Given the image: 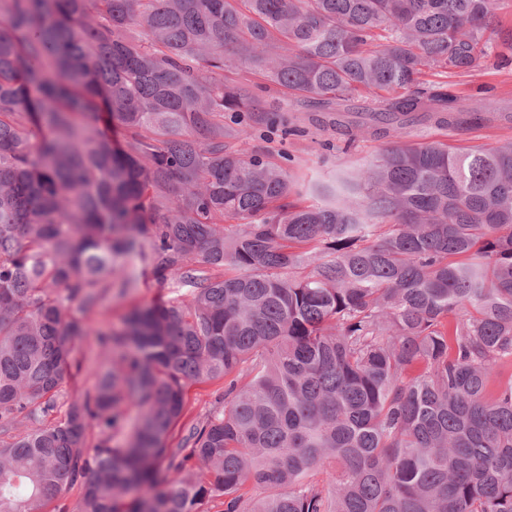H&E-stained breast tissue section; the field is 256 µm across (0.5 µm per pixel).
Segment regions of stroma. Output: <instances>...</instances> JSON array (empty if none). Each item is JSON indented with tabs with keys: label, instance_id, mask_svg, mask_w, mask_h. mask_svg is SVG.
Wrapping results in <instances>:
<instances>
[{
	"label": "stroma",
	"instance_id": "35a3bbf8",
	"mask_svg": "<svg viewBox=\"0 0 512 512\" xmlns=\"http://www.w3.org/2000/svg\"><path fill=\"white\" fill-rule=\"evenodd\" d=\"M228 78L244 88L261 85L260 97L267 109H283V118L291 130L288 137H281L278 130L258 126L250 147L266 154L303 181L310 182L324 175L339 176L353 172L376 158L391 142V135L370 132L353 135L347 125L336 122L335 115L315 112L299 105H287L281 87L271 82H259L252 72L237 68L227 73ZM450 92L470 99L474 106L485 111L512 107V67L501 69L493 62H486L465 74H452L446 79ZM404 140L411 142L441 141L449 149L466 151L512 142V123L492 121L480 125L462 123L454 127L416 126L406 129ZM121 273H134L136 282L127 292H115L95 309L90 316L92 324H109L121 328L126 315L137 306L151 304L160 299H183L187 290L170 282L158 283L151 272L147 255L135 254L123 260ZM74 367L66 384L68 396H78L90 389L94 378L91 366L105 362L95 336L77 341L71 356ZM224 395L223 380H205L187 386L182 417L171 427L168 445L181 442L187 429L204 418L221 401Z\"/></svg>",
	"mask_w": 512,
	"mask_h": 512
}]
</instances>
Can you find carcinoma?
Wrapping results in <instances>:
<instances>
[{
  "label": "carcinoma",
  "instance_id": "carcinoma-1",
  "mask_svg": "<svg viewBox=\"0 0 512 512\" xmlns=\"http://www.w3.org/2000/svg\"><path fill=\"white\" fill-rule=\"evenodd\" d=\"M498 2L0 0V512L75 484L78 512H512V378L487 395L512 359V142L397 141L305 206L250 124L224 126L266 111L233 67L395 132L483 121L421 77L512 65ZM147 234L189 298L90 326ZM91 334L111 361L67 398ZM223 376L167 446L185 388Z\"/></svg>",
  "mask_w": 512,
  "mask_h": 512
}]
</instances>
